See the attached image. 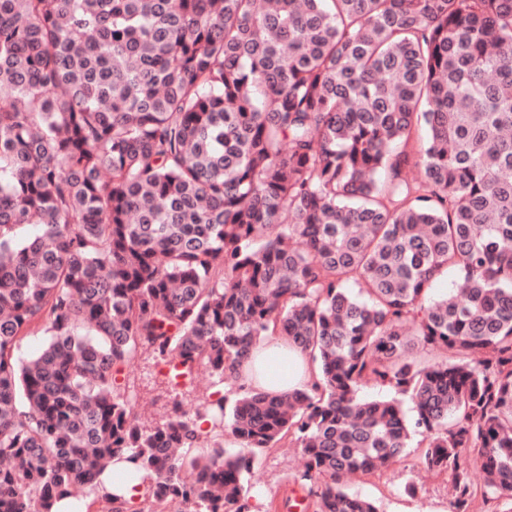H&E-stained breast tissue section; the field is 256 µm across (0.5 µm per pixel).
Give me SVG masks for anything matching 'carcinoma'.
Masks as SVG:
<instances>
[{"instance_id": "carcinoma-1", "label": "carcinoma", "mask_w": 512, "mask_h": 512, "mask_svg": "<svg viewBox=\"0 0 512 512\" xmlns=\"http://www.w3.org/2000/svg\"><path fill=\"white\" fill-rule=\"evenodd\" d=\"M260 2L0 0V512L82 487L99 512H248L256 455L288 441L287 512H379L341 479L416 435L452 512L469 448L512 512V0ZM448 269L464 291L430 298ZM268 336L319 379L241 383ZM139 356L237 386L211 435L179 400L133 412ZM115 461L142 507L104 484Z\"/></svg>"}]
</instances>
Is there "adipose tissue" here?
I'll return each instance as SVG.
<instances>
[{
    "label": "adipose tissue",
    "mask_w": 512,
    "mask_h": 512,
    "mask_svg": "<svg viewBox=\"0 0 512 512\" xmlns=\"http://www.w3.org/2000/svg\"><path fill=\"white\" fill-rule=\"evenodd\" d=\"M286 346L284 338L271 336L252 350L244 368L254 385L284 393L311 381L312 372L304 358L287 364Z\"/></svg>",
    "instance_id": "1"
}]
</instances>
